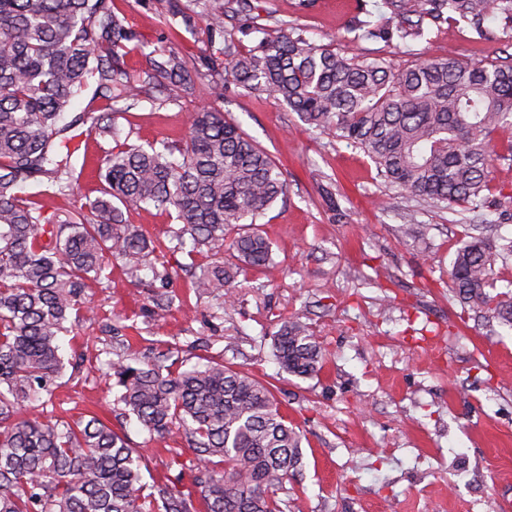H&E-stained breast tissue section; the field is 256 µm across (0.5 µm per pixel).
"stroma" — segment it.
I'll use <instances>...</instances> for the list:
<instances>
[{"instance_id":"stroma-1","label":"stroma","mask_w":512,"mask_h":512,"mask_svg":"<svg viewBox=\"0 0 512 512\" xmlns=\"http://www.w3.org/2000/svg\"><path fill=\"white\" fill-rule=\"evenodd\" d=\"M298 2L252 0V10L225 19L215 38L200 16L187 24L173 16L176 7L191 12V0H114V8L150 48L193 62L221 56L230 35L250 49L279 20L315 43L380 56L396 68L450 52L495 58L503 49L495 40L475 46L455 25L405 46L355 44L348 26L363 9L384 15L385 0H313L305 10ZM209 103L201 81L195 96L164 105L142 100L118 124L133 144L173 141ZM221 108L290 185L261 221L279 273L241 272L229 299L197 295L180 269L185 254L169 248L174 221L152 208L130 211L131 223L166 246L171 277L162 282L148 271L135 284L116 266L109 286L85 289L91 319L61 338L67 365L46 414L104 416L144 454V482L176 476L186 491L197 473L193 450L178 436L151 438L126 417L100 369L111 359L161 354L177 365L221 362L271 382L302 435L303 466L286 484L288 512H512V331L475 319L448 294L468 214L400 194L361 149L307 129L268 94L231 87ZM71 132L87 169L72 196L49 201L52 210L95 197L96 168L109 147L84 125ZM164 294L173 298L166 309L157 305ZM287 318L306 323L323 343L317 375L280 371L272 336Z\"/></svg>"}]
</instances>
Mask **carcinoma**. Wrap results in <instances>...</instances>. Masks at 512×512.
<instances>
[{
    "instance_id": "1",
    "label": "carcinoma",
    "mask_w": 512,
    "mask_h": 512,
    "mask_svg": "<svg viewBox=\"0 0 512 512\" xmlns=\"http://www.w3.org/2000/svg\"><path fill=\"white\" fill-rule=\"evenodd\" d=\"M210 35L250 0H195ZM388 14L355 18L357 42L415 41L463 22L480 43H512V0H386ZM142 47L112 0H0V512H284L277 491L302 461L301 435L273 385L222 363L172 370L168 357L109 364L127 414L158 438L182 435L197 459L194 491L142 482L143 457L101 418L68 422L38 401L60 387V336L83 288L111 282L117 264L132 281L158 271L162 245L124 210L153 207L180 222L172 239L199 294L232 295L244 268L273 272L271 242L255 230L288 192L280 166L217 107L230 86L262 91L311 128L360 148L377 176L401 192L474 217L488 207L491 161H512V61H464L455 54L394 69L382 57L342 55L286 24L257 45L224 47L205 63L214 105L194 114L185 136L157 147L121 137L118 104L145 97L163 105L192 97L187 58L154 51L147 67L125 58ZM108 101L72 124L112 140L98 171L99 195L79 208L48 211L74 194L84 165L66 142L65 112L89 79ZM509 132L500 143L495 136ZM32 181L37 191L21 195ZM236 263L224 264V251ZM215 262L194 271L204 252ZM501 244L472 236L454 253L448 292L462 308L512 330V279L502 290ZM280 369L307 378L323 346L306 324L285 320L273 335ZM224 469L217 470L218 465Z\"/></svg>"
}]
</instances>
